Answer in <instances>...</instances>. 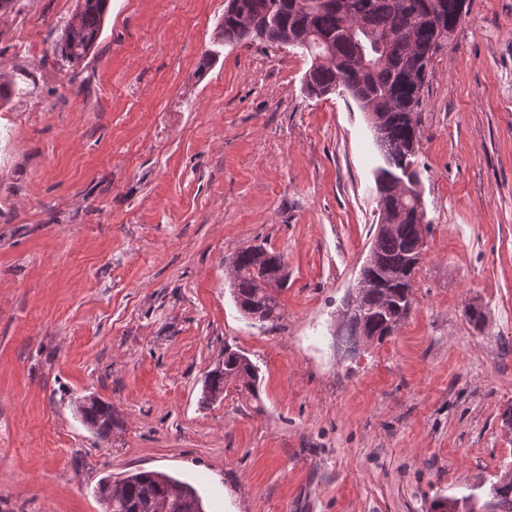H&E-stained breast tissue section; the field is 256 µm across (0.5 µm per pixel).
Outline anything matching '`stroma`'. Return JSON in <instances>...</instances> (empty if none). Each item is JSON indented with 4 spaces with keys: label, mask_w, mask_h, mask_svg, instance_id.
<instances>
[{
    "label": "stroma",
    "mask_w": 512,
    "mask_h": 512,
    "mask_svg": "<svg viewBox=\"0 0 512 512\" xmlns=\"http://www.w3.org/2000/svg\"><path fill=\"white\" fill-rule=\"evenodd\" d=\"M226 6L110 0L74 68L54 45L77 0L0 14V512H104L99 481L140 470L205 512H431L512 464V0H468L433 57L413 306L353 352L380 222L368 117L308 96L297 48L218 42ZM250 244L288 267L272 324L229 287ZM228 344L260 398L202 405ZM83 424L101 436H107L116 425L112 417V407L96 398L84 399L78 406Z\"/></svg>",
    "instance_id": "obj_1"
}]
</instances>
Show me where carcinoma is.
Here are the masks:
<instances>
[{"instance_id": "cac0c4a2", "label": "carcinoma", "mask_w": 512, "mask_h": 512, "mask_svg": "<svg viewBox=\"0 0 512 512\" xmlns=\"http://www.w3.org/2000/svg\"><path fill=\"white\" fill-rule=\"evenodd\" d=\"M110 0H79L78 24H66L54 45L55 54L71 65L80 64L100 37ZM234 10L224 11L220 38L226 43L248 42L257 38L255 28H267L266 40L277 43L281 34L297 35L309 30L318 33L336 49L335 67L320 66L311 74L306 88L317 97L336 91V83L350 95L365 113L375 112L381 122L374 127L379 146L385 149L389 167L378 168L379 205L396 211L399 218L394 235L376 239L373 257L364 263L360 275L370 283L386 280L403 267L404 261L419 249L420 217L415 216L412 201L399 200L397 194L384 187L392 170L414 164L412 154L403 150L412 141H420L421 90L433 55L440 48L435 38L434 16L454 15L457 0H348L353 13L360 15L361 28L351 35L346 31L344 16L337 5L326 0H309L308 9H295L290 0H235ZM365 54L371 66L357 67L359 55ZM385 59L384 64L378 60ZM273 264L257 262L252 247L238 251L233 260L239 275L232 279V294L240 301V310L256 315L260 322L274 323L281 318L277 301L266 295L271 275L288 281L281 256L270 253ZM384 289L375 288L364 302L375 307L372 319L364 325L350 318L344 330L345 344L358 345L361 331L374 335L383 331L385 317L379 311ZM259 399L258 378L251 360L232 349L224 350L221 370L208 375L201 400L205 404L224 396L227 383ZM83 424L101 436H107L116 425L112 407L96 398L78 406ZM112 483L108 476L99 482L98 498L111 506V512H156L159 499L169 500V512H202L201 499L189 485L161 472L140 471L121 480L123 498L109 502L106 490ZM469 506L465 512H490L496 500L512 505V481L501 479L490 485L483 498L472 494L460 497Z\"/></svg>"}]
</instances>
